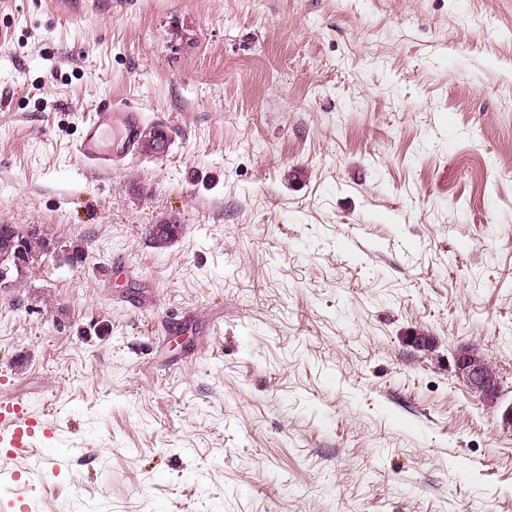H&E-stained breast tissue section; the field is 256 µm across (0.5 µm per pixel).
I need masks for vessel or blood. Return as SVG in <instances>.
<instances>
[{"label": "vessel or blood", "mask_w": 512, "mask_h": 512, "mask_svg": "<svg viewBox=\"0 0 512 512\" xmlns=\"http://www.w3.org/2000/svg\"><path fill=\"white\" fill-rule=\"evenodd\" d=\"M141 113L131 111L97 112L88 120L76 151L91 170L111 171L122 161L124 152L140 142ZM34 424L23 418L16 404H0V443L7 444L11 457H19L35 448Z\"/></svg>", "instance_id": "1"}]
</instances>
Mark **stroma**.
<instances>
[{
    "mask_svg": "<svg viewBox=\"0 0 512 512\" xmlns=\"http://www.w3.org/2000/svg\"><path fill=\"white\" fill-rule=\"evenodd\" d=\"M0 224V512H512V0H0ZM142 126L140 112H95L85 125L76 151L91 170L111 171L112 164L122 161L139 144ZM107 133H112L110 143L105 141ZM175 222H172L171 220H163L159 222V224H151L149 228H147V234L149 237V240L152 242V244L155 246V248H164L163 246L168 245L172 241H174L177 237L169 238L175 234L180 229V235L183 232V224H179V226H174ZM172 225V226H171ZM169 230L165 231L164 234L168 235L169 237L164 238L163 235H161V230L169 227ZM179 228V229H178ZM4 232L5 242L15 247L16 255L9 264H4L0 268V288H9L14 283L17 273L21 274L31 263L24 253H22L21 237L26 234L25 230L17 228L11 224H0V231ZM455 365L458 375L474 393L484 400L497 401L500 381L471 349H460L455 356ZM17 404H0V443L8 445L9 456L16 458L36 448L33 428L37 423L20 415Z\"/></svg>",
    "mask_w": 512,
    "mask_h": 512,
    "instance_id": "obj_1",
    "label": "stroma"
}]
</instances>
